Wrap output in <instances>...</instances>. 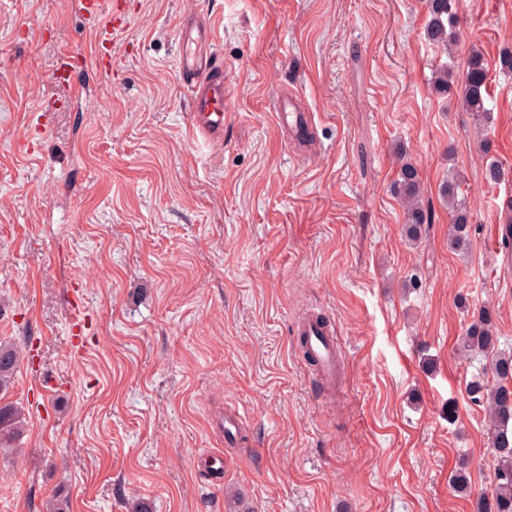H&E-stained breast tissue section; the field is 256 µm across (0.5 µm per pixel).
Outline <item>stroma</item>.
I'll return each instance as SVG.
<instances>
[{"instance_id":"obj_1","label":"stroma","mask_w":512,"mask_h":512,"mask_svg":"<svg viewBox=\"0 0 512 512\" xmlns=\"http://www.w3.org/2000/svg\"><path fill=\"white\" fill-rule=\"evenodd\" d=\"M115 77L95 65L77 0H0V340L24 356L7 401L29 420L0 448V512H473L494 450L466 389L484 365L457 343L497 313L512 352V270L494 239L512 199V75L491 71L488 187L474 118L437 95L446 62L426 0H125ZM224 59V139L193 133L182 16ZM471 48L512 47V0H460ZM312 113L294 143L286 97ZM48 99L43 142L20 146ZM431 215L417 241L394 194L398 147ZM460 176L472 224L448 246L440 187ZM324 317L343 378L322 395L295 327ZM456 418H449L448 404ZM219 409L243 418L234 444ZM223 450L224 479L205 462ZM466 465L470 494L449 483Z\"/></svg>"}]
</instances>
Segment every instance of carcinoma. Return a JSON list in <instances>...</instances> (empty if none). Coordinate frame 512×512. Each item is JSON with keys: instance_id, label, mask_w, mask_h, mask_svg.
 Segmentation results:
<instances>
[{"instance_id": "carcinoma-1", "label": "carcinoma", "mask_w": 512, "mask_h": 512, "mask_svg": "<svg viewBox=\"0 0 512 512\" xmlns=\"http://www.w3.org/2000/svg\"><path fill=\"white\" fill-rule=\"evenodd\" d=\"M459 0H426L429 21L426 37L441 53L448 54V46L454 40ZM489 63L478 50L470 53L461 102L474 115L475 128L479 135L486 134L491 122L492 109L488 108ZM454 67L442 66L435 70L433 89L439 95L456 92ZM505 178L501 163L486 158L483 179L489 186L499 184ZM395 191L406 209V232L415 238L423 225L429 223L428 210L422 206L419 196V181L416 169L410 164L400 167ZM441 194L448 200L452 222L448 235V247L465 252L471 242L470 213L461 190L459 178L448 175L441 186ZM496 313L484 307L467 326L459 341L463 354H482L490 358L486 373L491 378L480 377L470 382L469 394L472 402L483 406L487 413L486 430L496 456L495 484L488 496L476 497L474 512H512V355L497 348L495 336ZM21 348L10 342H0V392L7 390L20 362ZM28 426L23 410L13 405H0V448H10Z\"/></svg>"}]
</instances>
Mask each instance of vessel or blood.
<instances>
[{
	"instance_id": "1",
	"label": "vessel or blood",
	"mask_w": 512,
	"mask_h": 512,
	"mask_svg": "<svg viewBox=\"0 0 512 512\" xmlns=\"http://www.w3.org/2000/svg\"><path fill=\"white\" fill-rule=\"evenodd\" d=\"M105 0H81L85 19L94 34L98 62L91 70L92 79L110 76L112 50L122 30L120 22L104 20ZM179 74L192 89L190 126L193 132L221 137L224 134V66L214 54L210 27L195 16L186 17L179 30ZM280 125L296 138H305L312 125L304 112H280ZM298 335L302 349L313 360L316 376L326 385L336 382V338L333 331L319 325L316 318L301 321Z\"/></svg>"
}]
</instances>
